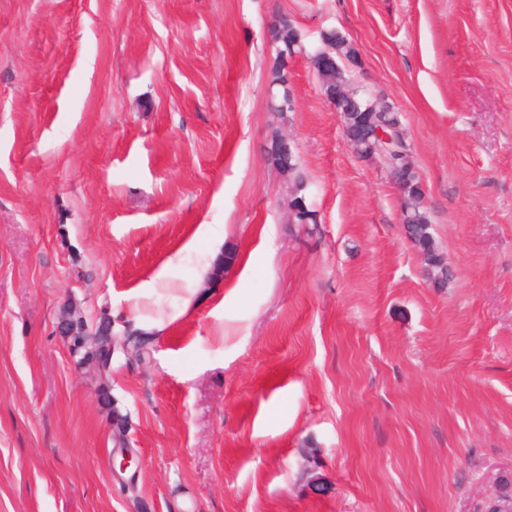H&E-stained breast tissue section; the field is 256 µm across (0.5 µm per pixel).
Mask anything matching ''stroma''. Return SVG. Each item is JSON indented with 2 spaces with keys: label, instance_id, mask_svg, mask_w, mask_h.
Returning <instances> with one entry per match:
<instances>
[{
  "label": "stroma",
  "instance_id": "stroma-1",
  "mask_svg": "<svg viewBox=\"0 0 512 512\" xmlns=\"http://www.w3.org/2000/svg\"><path fill=\"white\" fill-rule=\"evenodd\" d=\"M282 16L401 112L445 285L306 57L269 112ZM68 309L154 334L109 398ZM509 468L512 0H0V512H478ZM289 176L291 177L293 187L296 186H303L304 185V178L299 170L298 163L296 162V159L293 162L292 170L289 173ZM305 189V186L301 188L293 189V193L290 195V207L294 213H300L303 217V224H309V219L313 218L314 222H317L316 215L314 214V211L307 207L306 201L303 197L299 196L302 192V190Z\"/></svg>",
  "mask_w": 512,
  "mask_h": 512
}]
</instances>
